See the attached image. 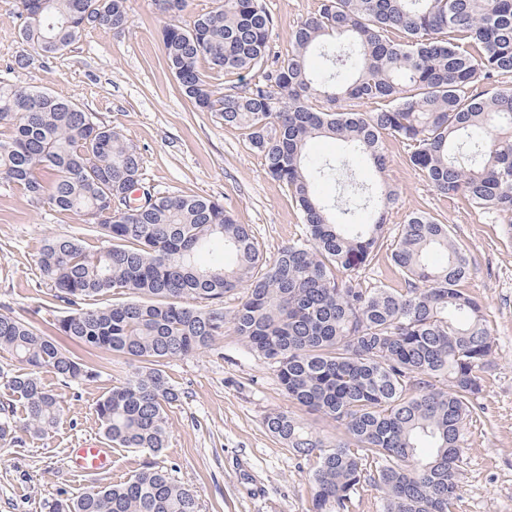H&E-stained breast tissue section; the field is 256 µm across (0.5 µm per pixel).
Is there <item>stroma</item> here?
I'll use <instances>...</instances> for the list:
<instances>
[{
  "label": "stroma",
  "mask_w": 512,
  "mask_h": 512,
  "mask_svg": "<svg viewBox=\"0 0 512 512\" xmlns=\"http://www.w3.org/2000/svg\"><path fill=\"white\" fill-rule=\"evenodd\" d=\"M320 3L266 0L275 21L276 50H287L293 27ZM127 6L132 24L124 33L87 29L61 55L34 58L28 69L16 73V82L74 100L103 124L120 129L143 157V186L219 199L237 223L250 226L266 256H276L302 231L287 191L265 174L261 156L241 129L217 123L180 95L162 62L159 30L165 16L158 0H127ZM385 145L388 164L379 176L364 164L344 166L340 141L314 139L311 154L337 166L335 181L322 184L320 192L339 197L349 183L379 177L397 190L377 256L359 275L365 286L398 287L391 252L400 225L412 212H428L450 225L467 249L473 270L464 289L483 304L494 346L481 374L482 413L463 429L455 512H512V236L502 222L440 195L416 174L406 141L389 137ZM54 235L91 237L76 216L34 208L0 186V312L28 318L39 307L45 320L60 317V310L45 307L47 290L38 281L36 265L42 245ZM77 352L100 375L65 386L45 374V383L62 397L65 413L46 435L24 433L18 442L0 445V512H48V502L76 497L96 481L127 479L150 460L198 491L201 512H309L315 461L294 456L266 430L265 416L291 411L292 404L273 369L250 353L239 336L226 333L213 349L166 365L182 398L168 410V442L160 455L116 448L111 472L81 476L71 472L69 451L102 438L94 405L133 368L116 354L82 346Z\"/></svg>",
  "instance_id": "obj_1"
}]
</instances>
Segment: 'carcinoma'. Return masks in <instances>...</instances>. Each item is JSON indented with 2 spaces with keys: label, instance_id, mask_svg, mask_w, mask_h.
<instances>
[{
  "label": "carcinoma",
  "instance_id": "1",
  "mask_svg": "<svg viewBox=\"0 0 512 512\" xmlns=\"http://www.w3.org/2000/svg\"><path fill=\"white\" fill-rule=\"evenodd\" d=\"M188 6L164 0L163 63L194 109L244 130L266 175L298 207L302 234L268 259L216 199L155 191L114 209L142 180L140 152L75 101L13 83L30 65L27 53L16 56L0 75V182L36 208L80 217L95 243L56 236L41 248L50 304L67 307L50 332L0 312V350L17 363L10 374L0 369L9 392L0 442L60 422L62 401L42 374L66 384L99 376L69 341L138 363L95 412L113 447L158 454L167 408L181 401L164 367L231 330L274 368L291 402L343 430L327 443L290 412L264 418L293 455L315 456L311 512H349L365 485L381 493V512H452L461 431L481 410L480 373L493 349L483 305L462 289L469 256L449 225L414 212L391 253L401 287H363L355 272L374 259L397 190L355 187L352 199L327 202L319 186L336 180V165L308 146L340 140L350 158L382 173L385 138L402 139L413 169L440 194L503 219L512 233V89L496 85L512 74V0H321L284 54L272 49L265 0H214L184 23ZM16 13L22 41L46 59L89 28L131 25L127 0H18ZM251 71L257 80L237 92L211 83L214 73ZM349 99L385 108L348 112ZM435 253L443 263L431 261ZM109 293L126 300L92 303ZM47 508L201 512V503L148 462Z\"/></svg>",
  "mask_w": 512,
  "mask_h": 512
}]
</instances>
